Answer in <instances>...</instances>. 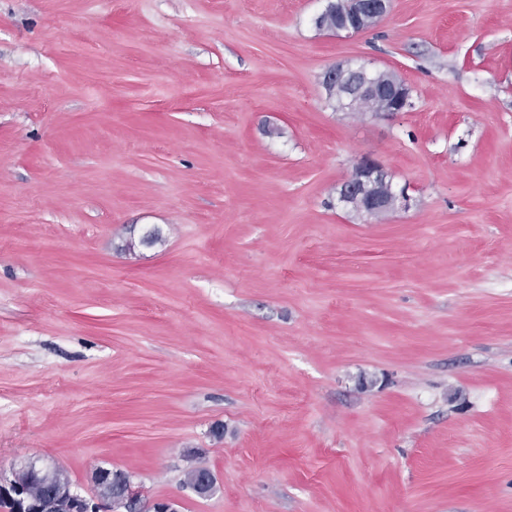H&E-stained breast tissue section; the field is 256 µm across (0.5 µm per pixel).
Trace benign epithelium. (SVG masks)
Segmentation results:
<instances>
[{"mask_svg": "<svg viewBox=\"0 0 512 512\" xmlns=\"http://www.w3.org/2000/svg\"><path fill=\"white\" fill-rule=\"evenodd\" d=\"M389 0H327L324 9L314 17L321 24L331 14L336 17V29L359 33L371 22L380 21L387 13ZM344 81L345 92L341 98V110L353 111V100L385 94L393 103L373 116H393L406 107L403 94L407 86L394 79L389 85L379 83L375 70L364 65L351 66L338 63L325 76V87L333 90L339 81ZM406 189L394 190L384 168L375 160L365 157L355 167L353 174L341 186L339 202L368 216L393 210L400 203H407ZM199 475L190 483L192 490L207 496L216 488L214 474L206 467H197ZM20 472L26 482L45 486L40 498L29 496L25 486L17 479L0 477V495L13 501L15 512H177L175 503L168 499L149 501L142 487L134 482L132 475L109 468L99 467L91 476L95 495L88 499L72 488L62 478L63 470L52 462L33 459L22 466Z\"/></svg>", "mask_w": 512, "mask_h": 512, "instance_id": "1", "label": "benign epithelium"}]
</instances>
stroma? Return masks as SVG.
<instances>
[{
  "label": "stroma",
  "mask_w": 512,
  "mask_h": 512,
  "mask_svg": "<svg viewBox=\"0 0 512 512\" xmlns=\"http://www.w3.org/2000/svg\"><path fill=\"white\" fill-rule=\"evenodd\" d=\"M324 5L0 0V476L512 512V0H391L352 36ZM339 62L409 106L337 110ZM365 156L409 208L339 204Z\"/></svg>",
  "instance_id": "35a3bbf8"
}]
</instances>
